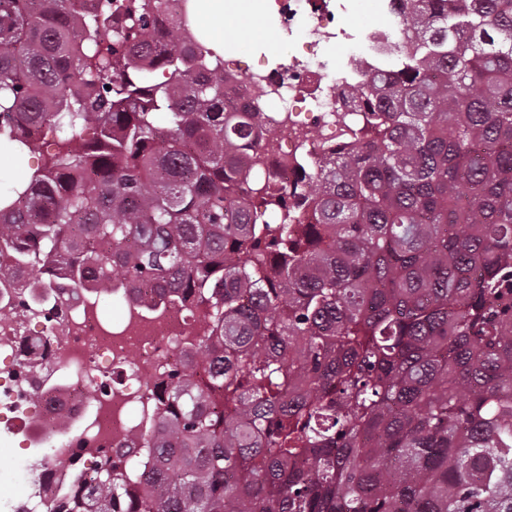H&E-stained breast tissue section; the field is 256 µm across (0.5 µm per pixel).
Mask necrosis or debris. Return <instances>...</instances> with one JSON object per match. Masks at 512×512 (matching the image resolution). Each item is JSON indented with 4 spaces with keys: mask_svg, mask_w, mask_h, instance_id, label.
<instances>
[{
    "mask_svg": "<svg viewBox=\"0 0 512 512\" xmlns=\"http://www.w3.org/2000/svg\"><path fill=\"white\" fill-rule=\"evenodd\" d=\"M279 25L302 39L301 53L275 67L244 71L224 61L225 99L254 112L264 173L280 187L292 186L303 166L315 164L341 144L357 103L348 93L369 70L394 58V27L358 39L341 25L348 11L364 9L397 17L394 0H274ZM344 48L337 77L327 78L320 59L328 44ZM113 289L115 317L106 318L100 296L64 305L52 322L33 327V315L0 289V432L17 436L39 454L24 473L9 512H68L67 490L76 474L92 477L93 463L109 448L136 449L137 475L146 472L141 437L158 419L157 398L172 366L193 372L198 383L210 370L198 366L194 345L209 310L163 303L146 309L139 297ZM57 376L55 388L37 386L33 369ZM65 414L67 432L55 420Z\"/></svg>",
    "mask_w": 512,
    "mask_h": 512,
    "instance_id": "necrosis-or-debris-1",
    "label": "necrosis or debris"
}]
</instances>
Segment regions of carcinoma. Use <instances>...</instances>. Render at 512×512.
I'll return each mask as SVG.
<instances>
[{
  "mask_svg": "<svg viewBox=\"0 0 512 512\" xmlns=\"http://www.w3.org/2000/svg\"><path fill=\"white\" fill-rule=\"evenodd\" d=\"M0 0V146L54 148L0 202V266L54 317L114 283L211 310L141 491L72 512H512V0H406L365 135L273 190L188 0Z\"/></svg>",
  "mask_w": 512,
  "mask_h": 512,
  "instance_id": "1",
  "label": "carcinoma"
}]
</instances>
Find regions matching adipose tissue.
<instances>
[{"label": "adipose tissue", "mask_w": 512, "mask_h": 512, "mask_svg": "<svg viewBox=\"0 0 512 512\" xmlns=\"http://www.w3.org/2000/svg\"><path fill=\"white\" fill-rule=\"evenodd\" d=\"M252 12L248 0H193L192 24L205 32L207 46L220 53L225 38L246 44L265 35V28Z\"/></svg>", "instance_id": "obj_1"}]
</instances>
